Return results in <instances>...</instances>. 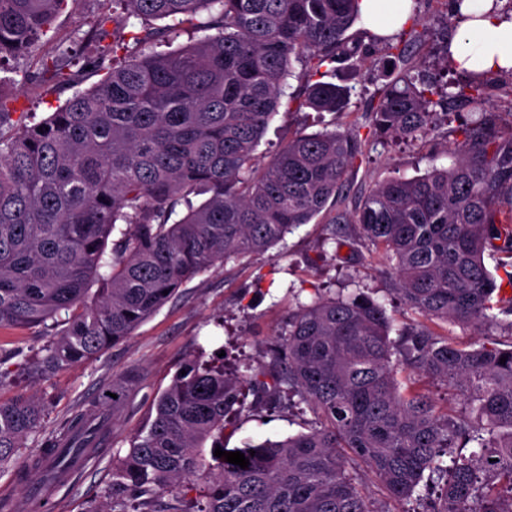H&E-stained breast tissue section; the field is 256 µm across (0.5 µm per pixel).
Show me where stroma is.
<instances>
[{
  "label": "stroma",
  "instance_id": "stroma-1",
  "mask_svg": "<svg viewBox=\"0 0 512 512\" xmlns=\"http://www.w3.org/2000/svg\"><path fill=\"white\" fill-rule=\"evenodd\" d=\"M451 2L416 0V15L427 28L425 40L411 43L404 29L393 40L409 44L413 64L429 80H438L444 74L449 80L462 83L466 80L464 74L444 69L442 45L454 28ZM107 8L106 0H67L65 10L41 42L26 57L11 61L9 80L0 85V94L15 99L18 108L40 119L56 111L75 92L97 83L102 72L112 65L113 40L129 39L128 30L116 31L113 39L100 42L93 68L69 62L68 69L75 76L69 86L56 85L43 74L38 59L60 39L74 35L90 42L97 40L95 21ZM335 79L351 89L348 112L304 114L289 111L286 103L280 104L256 148L258 165H265L277 146L298 129L310 133L325 128L345 131L364 125L386 82L382 68L369 59L358 67L337 71ZM474 117V105L463 102L442 117L437 133L418 140L367 137L363 156L349 177L347 207L358 206L376 183L394 177L421 176L435 167H450L454 162L450 147L461 139L462 124ZM330 217L327 211L319 214L264 255L232 260L198 275L180 289L174 300L97 360L68 367L47 378H27L16 374L17 364L41 351L50 338L39 326L20 332L12 344L17 354L4 364L9 374L0 382V400L18 396L39 399L46 406V430H54L74 408L110 387L113 376L132 366L143 373L112 422L109 445L98 449L82 471L58 487L49 512H93L106 495L115 461L126 454L155 397L169 385L179 367L198 356L207 360L223 357L229 367L240 362L260 366L267 362L268 344L281 331L296 302L308 304L317 292L343 288L381 303L394 329L422 324V317L400 305L384 267L373 262L364 247L347 235L330 239ZM246 404L247 412L224 431L225 451L251 441L283 439L302 430L296 409L271 411L252 395L247 396Z\"/></svg>",
  "mask_w": 512,
  "mask_h": 512
}]
</instances>
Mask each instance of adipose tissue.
Instances as JSON below:
<instances>
[{"label": "adipose tissue", "instance_id": "ef3b65f1", "mask_svg": "<svg viewBox=\"0 0 512 512\" xmlns=\"http://www.w3.org/2000/svg\"><path fill=\"white\" fill-rule=\"evenodd\" d=\"M359 8L367 29L385 36L413 16V0H361ZM453 10L457 19L448 40L451 60L476 75L512 69V13L495 8L494 0H461Z\"/></svg>", "mask_w": 512, "mask_h": 512}]
</instances>
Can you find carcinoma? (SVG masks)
I'll list each match as a JSON object with an SVG mask.
<instances>
[{"label": "carcinoma", "instance_id": "obj_1", "mask_svg": "<svg viewBox=\"0 0 512 512\" xmlns=\"http://www.w3.org/2000/svg\"><path fill=\"white\" fill-rule=\"evenodd\" d=\"M67 0H0V63L24 56ZM107 26L133 20L134 50L112 43V70L48 117L34 121L0 96V329L41 326L52 340L29 372L49 377L124 341L197 275L265 254L293 228L336 208L363 156L357 130L295 132L258 169L255 149L276 112L289 63L309 76L369 58L367 32L353 30L359 0H112ZM202 10H212L205 22ZM172 18L175 28L152 21ZM213 34L174 51L157 47L180 31ZM388 68L366 121L380 138L416 140L437 131L445 99L481 105L490 79L443 92L414 72L406 48L370 35ZM59 42L41 58L68 84ZM349 88L306 82L296 111L343 113ZM446 169L377 184L354 211L358 240L389 267L394 291L429 325L391 337L383 306L361 294L317 295L276 337L270 361L250 374L192 360L154 401V413L112 468L105 502L92 512H375L360 482L373 473L384 493L435 494L424 512H512V296L484 253L512 254V133L478 113ZM209 197L195 207L189 195ZM187 213L171 224L177 206ZM96 292H90L92 285ZM168 294H163V291ZM454 321L507 337L460 345L432 326ZM505 363H500L501 358ZM415 370L455 391L459 408L401 389ZM141 378L136 369L94 395L20 465L17 480L47 463L103 447L110 412ZM267 406H306V431L241 449L242 469L205 455L224 444L244 386ZM40 402L0 400V468L22 457L43 430ZM471 447L469 454L462 449ZM255 454H250V451Z\"/></svg>", "mask_w": 512, "mask_h": 512}]
</instances>
